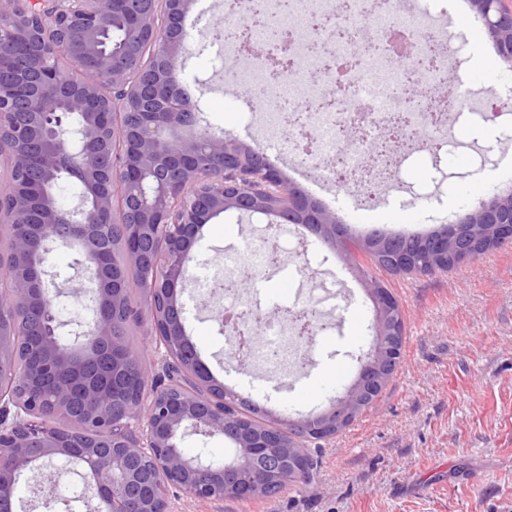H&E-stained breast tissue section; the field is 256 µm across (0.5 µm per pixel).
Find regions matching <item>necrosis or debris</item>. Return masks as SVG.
<instances>
[{"mask_svg":"<svg viewBox=\"0 0 512 512\" xmlns=\"http://www.w3.org/2000/svg\"><path fill=\"white\" fill-rule=\"evenodd\" d=\"M322 0H225L224 23L236 26L224 50L234 53L239 43L262 44L269 28H278L289 42V58L305 46L325 42L334 64L326 73L338 89L335 103L324 93L296 96L298 82L289 73H270L264 60L249 57L234 80L242 88L267 85L272 102L260 113L270 143L284 141L283 115H301L315 140L307 153L315 164L328 163L336 171L339 188L373 194L388 184L394 165L393 147L403 152L425 151L448 143V131L458 105L455 97L439 94L448 80V29L438 25L427 9L410 11L400 0H383L380 11L365 8V0H345L333 27L322 22ZM304 40H297L296 30ZM280 241L244 247L221 264L217 275L235 296L242 274L261 279L268 275ZM261 331L270 345L251 344L247 358L267 374L278 375L303 366L308 344L297 321H265Z\"/></svg>","mask_w":512,"mask_h":512,"instance_id":"1","label":"necrosis or debris"}]
</instances>
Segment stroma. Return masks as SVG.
Masks as SVG:
<instances>
[{
	"instance_id": "1",
	"label": "stroma",
	"mask_w": 512,
	"mask_h": 512,
	"mask_svg": "<svg viewBox=\"0 0 512 512\" xmlns=\"http://www.w3.org/2000/svg\"><path fill=\"white\" fill-rule=\"evenodd\" d=\"M431 12L447 11L454 30L449 79L444 93L469 77V109L451 133L454 152H441L440 166L422 169V156L405 160L390 187L359 196L333 182H314L295 166L287 150L273 148L247 112L256 98L235 85L238 63L211 41L224 19V0H195L187 14L194 36L180 78L197 105V120L216 135L228 134L263 153L288 179L336 212L350 231L375 229L425 232L452 220L504 189L512 172V114L487 124L479 120L492 94L512 90V71L496 55L471 10L457 0H431ZM491 79L474 78L478 64ZM488 149L480 174L487 182L472 190L461 159ZM289 224L234 211L211 219L201 231L191 264L192 279L181 295L186 331L202 361L225 386L282 418L329 407L356 379L374 341V306L363 281L346 259L306 235L312 270L323 290L334 294L330 331L311 345L300 374L278 378L237 365L227 356L208 291L198 277L212 273L224 255L247 243L276 237L284 247L295 238ZM400 303L405 331L401 363L374 406L330 439L310 444L311 484L294 483L254 501H198L170 496L171 512H512V244L503 245L449 271L415 275L378 271ZM278 278L245 282L244 297H257L269 320L287 316L292 298L282 296Z\"/></svg>"
}]
</instances>
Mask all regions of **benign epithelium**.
<instances>
[{
  "label": "benign epithelium",
  "instance_id": "7a95c632",
  "mask_svg": "<svg viewBox=\"0 0 512 512\" xmlns=\"http://www.w3.org/2000/svg\"><path fill=\"white\" fill-rule=\"evenodd\" d=\"M476 18L512 68V0H470ZM193 0H0V512H17L21 478L58 477L76 464L86 490L104 496L106 512H169L170 492L201 501L252 499L258 477L275 482L286 468L306 476L308 459L276 432L224 417L219 382L190 342L179 290L189 280L199 229L227 211L270 224L339 223L335 212L291 186L250 147L197 130L180 88L190 43L183 21ZM124 37L113 46V17ZM189 128L186 136L178 131ZM64 171L81 187V206L66 214L48 201V177ZM493 225L487 245L512 242V190L434 226L420 247L448 262V242L464 229ZM75 250L91 274L61 289L48 278L55 246ZM123 251L127 273L152 275L146 294L155 373L114 335L110 311L124 307L126 279L110 261ZM379 347L346 391L325 410L288 423L309 441L349 425L401 357L402 311L393 293L367 281ZM89 301L70 324L48 317L62 293ZM41 358L23 356L38 328ZM140 378L137 393L118 396L98 374ZM54 377L44 399L36 380ZM222 438L233 457L188 456V437Z\"/></svg>",
  "mask_w": 512,
  "mask_h": 512
}]
</instances>
